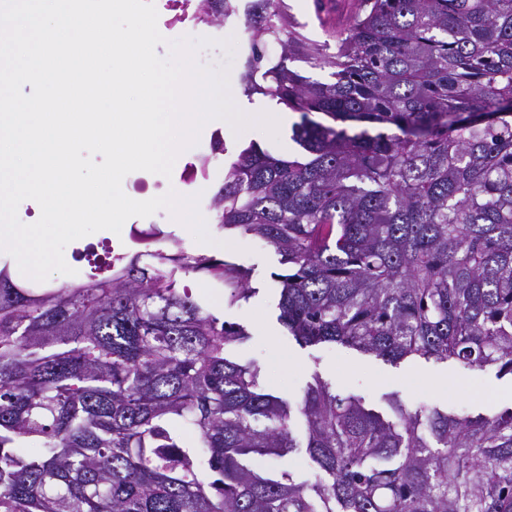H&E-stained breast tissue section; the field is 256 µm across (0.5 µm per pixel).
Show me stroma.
Wrapping results in <instances>:
<instances>
[{
    "mask_svg": "<svg viewBox=\"0 0 512 512\" xmlns=\"http://www.w3.org/2000/svg\"><path fill=\"white\" fill-rule=\"evenodd\" d=\"M286 2L296 31L320 41L332 38L336 28L319 17L315 0ZM217 133L224 138L226 153L212 159L209 179L181 181L186 163L197 155L209 153L210 141ZM291 136V130L283 128L274 140L256 125L237 133L229 123L211 120L203 126L196 144L175 163L171 176L135 171L124 178L122 189L128 197L144 201L164 195L172 186L180 184L204 203L222 183L229 160L241 149L255 143L285 158L296 150ZM201 215L209 242H197L187 227L174 220L168 211L161 210L148 217L129 218L121 233L112 236V245L118 250H145V243L131 238V230L156 224L161 230L174 233L194 253L214 255L248 268L255 293L248 301L234 306L226 305L221 296L211 295L204 275H190L188 283L194 293L210 294L213 307L225 321L246 329L248 339L230 346L228 356L233 360L257 361L266 386L276 395L298 401L317 373L337 392L363 397L368 407L385 414L390 411L388 400L392 397L411 408L424 403L443 410H462L474 417L491 416L512 407V377L498 374L493 368L480 371L453 361L423 359L392 364L338 344L299 345L278 320L275 277L285 271L279 255L273 248L237 231L219 230L211 211L202 210Z\"/></svg>",
    "mask_w": 512,
    "mask_h": 512,
    "instance_id": "1",
    "label": "stroma"
}]
</instances>
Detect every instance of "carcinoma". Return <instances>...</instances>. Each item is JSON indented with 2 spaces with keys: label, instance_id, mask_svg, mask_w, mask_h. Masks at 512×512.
I'll use <instances>...</instances> for the list:
<instances>
[{
  "label": "carcinoma",
  "instance_id": "obj_1",
  "mask_svg": "<svg viewBox=\"0 0 512 512\" xmlns=\"http://www.w3.org/2000/svg\"><path fill=\"white\" fill-rule=\"evenodd\" d=\"M238 2L195 18L220 27ZM358 2L332 46L246 0L244 92L300 113L303 155L242 149L207 207L288 266L298 343L512 375V0ZM162 240L105 243L84 281L49 288L0 256V512H512V408L392 399L386 419L315 374L302 443L261 368L226 356L247 331L187 284L205 274L234 305L249 271ZM302 448L313 483L252 464Z\"/></svg>",
  "mask_w": 512,
  "mask_h": 512
}]
</instances>
